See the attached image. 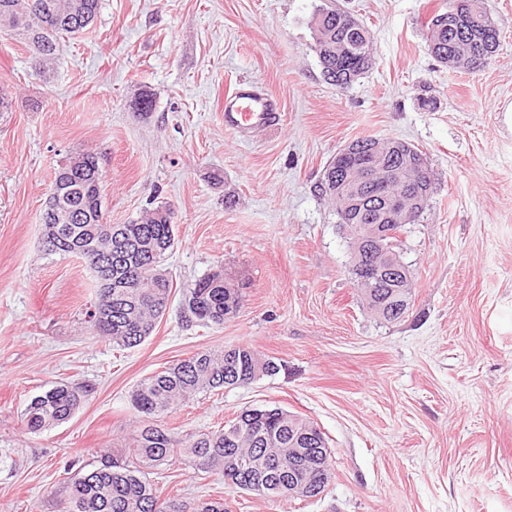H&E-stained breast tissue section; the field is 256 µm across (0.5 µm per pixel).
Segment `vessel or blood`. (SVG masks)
Wrapping results in <instances>:
<instances>
[{
    "instance_id": "obj_1",
    "label": "vessel or blood",
    "mask_w": 512,
    "mask_h": 512,
    "mask_svg": "<svg viewBox=\"0 0 512 512\" xmlns=\"http://www.w3.org/2000/svg\"><path fill=\"white\" fill-rule=\"evenodd\" d=\"M279 102L249 78H240L224 94L225 131L249 139L273 130L279 120Z\"/></svg>"
}]
</instances>
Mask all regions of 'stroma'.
<instances>
[{
  "label": "stroma",
  "mask_w": 512,
  "mask_h": 512,
  "mask_svg": "<svg viewBox=\"0 0 512 512\" xmlns=\"http://www.w3.org/2000/svg\"><path fill=\"white\" fill-rule=\"evenodd\" d=\"M368 29L375 63L330 85L312 16L328 3ZM443 0H101L89 30L36 74L0 30V512H64L67 485L125 450L144 378L196 352L246 345L279 373L201 393L167 419L189 436L249 406L314 422L334 477L319 499L270 500L175 459L161 496L224 499L231 512H512V0H482L500 47L478 71L441 64L425 19ZM251 78L281 105L245 141L224 94ZM151 94L154 106L136 102ZM365 136L418 148L437 176L408 226L410 309L363 306L338 216L317 191L336 153ZM97 153L111 224L172 208L173 288L141 345L94 337L97 280L83 259L41 250L56 169ZM223 268L239 306L222 325L183 307ZM59 382L89 396L67 422L28 432L32 398Z\"/></svg>",
  "instance_id": "obj_1"
}]
</instances>
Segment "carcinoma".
<instances>
[{"label":"carcinoma","mask_w":512,"mask_h":512,"mask_svg":"<svg viewBox=\"0 0 512 512\" xmlns=\"http://www.w3.org/2000/svg\"><path fill=\"white\" fill-rule=\"evenodd\" d=\"M101 0H0V28L23 39H43L38 73L49 71L61 39L82 34L98 16ZM431 51L441 63L466 45L475 52L481 47L494 54L500 46L494 22L481 0H444L425 22ZM314 48L325 80L346 91L373 67L368 30L350 13L336 7L320 8L312 18ZM348 39L354 53L341 55L337 43ZM361 149L339 151L326 166L319 191L336 201L339 224L346 238L373 247L374 229L369 222L350 216L345 195L353 171L371 161L365 138L356 139ZM379 161L403 173L404 181L424 186L425 206H430L434 183L426 157L409 144L396 150L391 142L378 141ZM75 197L85 220L70 224H48L43 237L55 242L40 244L49 254L78 255L97 267L108 286L97 290L94 310L87 312L95 335L105 337L119 348H135L153 332L155 322L167 309L173 287L162 273L166 252L175 243V225L160 206L135 224H107L102 212V170L95 153L69 157L57 169L51 194L44 209L56 196ZM360 292L368 309L388 323L407 313L412 288L384 278ZM238 297V290L224 286V270L218 268L196 280L184 305L190 315L205 324L224 323L226 307ZM279 365L246 346H230L219 353L200 351L187 359L144 379L131 396L133 409L152 420L132 436L128 455L122 461L104 460L71 481L65 512H202V501L180 495H157L150 475L159 474L176 457L186 458L197 470L220 471L224 481L244 491L258 487L272 492L288 484L292 441L300 434H313L307 419L281 407H251L242 410L224 427L192 439L166 427L165 418L183 401L200 392L246 386L257 376L271 377ZM86 391L57 384L32 399L24 412V425L40 432L69 420L80 408ZM309 452L298 458L299 497L310 498L324 491L321 475L329 463L322 448L323 435L305 444Z\"/></svg>","instance_id":"1"}]
</instances>
